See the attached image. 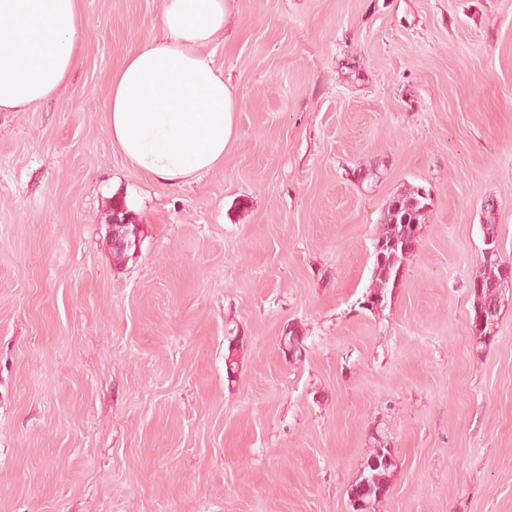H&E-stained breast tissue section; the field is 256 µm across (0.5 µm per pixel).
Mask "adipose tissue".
<instances>
[{
    "label": "adipose tissue",
    "instance_id": "adipose-tissue-1",
    "mask_svg": "<svg viewBox=\"0 0 512 512\" xmlns=\"http://www.w3.org/2000/svg\"><path fill=\"white\" fill-rule=\"evenodd\" d=\"M226 14V0H162L158 34L112 76V141L158 182L199 180L236 135L235 92L205 52ZM82 28L80 0H0V112L58 94L80 56Z\"/></svg>",
    "mask_w": 512,
    "mask_h": 512
}]
</instances>
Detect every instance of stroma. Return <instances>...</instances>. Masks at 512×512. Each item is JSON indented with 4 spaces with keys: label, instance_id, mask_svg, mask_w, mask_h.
Wrapping results in <instances>:
<instances>
[{
    "label": "stroma",
    "instance_id": "stroma-1",
    "mask_svg": "<svg viewBox=\"0 0 512 512\" xmlns=\"http://www.w3.org/2000/svg\"><path fill=\"white\" fill-rule=\"evenodd\" d=\"M81 10L60 93L0 112V512H351L379 439L373 512H512V289L480 349L469 288L483 224L512 261V0H228L236 135L182 186L106 122L161 0ZM413 186L421 246L363 309ZM116 196L139 228L120 263ZM421 195L422 199L424 200L423 203L428 204L426 209H429L432 200L431 192L422 189ZM421 195L419 188L415 189L412 187L411 189L404 191L394 197L393 200L390 201L384 215V224H382V228L374 240L373 276L364 299H371L374 296L381 294L383 302L380 309L386 303L388 294L392 293L393 288H395L397 284L395 277L397 269H400L402 266H404L406 261L417 252L420 246L421 238L419 235L415 239L413 248L410 249L407 253H403L399 247V249L395 251L397 258L394 262V265H391L389 262L380 259V250H378L377 244L380 241H383L385 244H387V246H390L392 240H397L399 238L400 231L404 224H418L420 234V229L422 224L425 222L427 212V210L422 207L423 203L421 202ZM419 201L421 203H419ZM404 218H406V220ZM224 367L228 380L232 381L233 376L239 369V352L243 348V339L238 336H225L224 338ZM395 466L394 450L387 442L377 440V444L370 450L359 478L348 490L352 512H371L375 503L389 494L391 475Z\"/></svg>",
    "mask_w": 512,
    "mask_h": 512
}]
</instances>
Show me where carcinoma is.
<instances>
[{
	"instance_id": "1",
	"label": "carcinoma",
	"mask_w": 512,
	"mask_h": 512,
	"mask_svg": "<svg viewBox=\"0 0 512 512\" xmlns=\"http://www.w3.org/2000/svg\"><path fill=\"white\" fill-rule=\"evenodd\" d=\"M126 202L116 201L112 204V217L116 225L113 226V234L119 238L130 241L124 249L113 250L114 258L126 257L128 252L136 247V239L133 235V226L126 222ZM426 209L422 207L419 189L411 188L398 194L390 201L384 215V224L375 238V242L383 241L390 244L400 236L402 227L406 224H424ZM421 238L415 239L412 249L404 253L396 251L397 258L394 263L380 259V250L373 251L374 267L371 284L368 287L365 298L371 299L377 295L387 298L388 294L395 288L396 271L404 266L406 261L413 256L420 246ZM501 270L494 262H483L482 271L471 282V294L474 297L472 313L470 316L471 328L476 337L477 346H484L493 340L495 335L498 317L490 318L483 325L477 323L479 311L483 310L490 303L502 306L501 294ZM224 367L227 378L231 379L238 373L239 352L243 348V339L238 336L224 337ZM281 346L284 354L290 355L291 359L299 360L304 351L303 336L295 330H289L288 334L281 337ZM396 466L394 450L385 441H377V444L370 450L359 478L350 486L348 497L352 512H372L374 505L385 498L391 490V475Z\"/></svg>"
}]
</instances>
